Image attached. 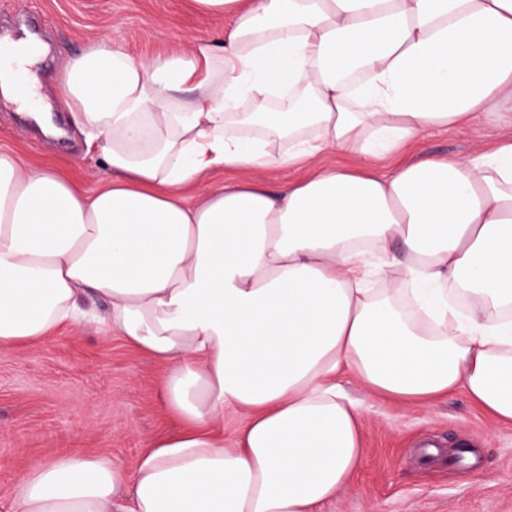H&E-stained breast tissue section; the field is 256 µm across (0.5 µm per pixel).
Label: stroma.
Listing matches in <instances>:
<instances>
[{
    "label": "stroma",
    "instance_id": "1",
    "mask_svg": "<svg viewBox=\"0 0 512 512\" xmlns=\"http://www.w3.org/2000/svg\"><path fill=\"white\" fill-rule=\"evenodd\" d=\"M36 24L47 52L30 71L68 132L53 140L15 104L0 99V148L47 165L92 190L109 177L71 121L59 79L66 62L94 39L118 35L149 60L219 38L221 21L184 0H0V31ZM512 140V112L479 134L419 136L381 160L392 170L423 156L469 155ZM164 368L119 336L79 322L44 341L0 353V500L18 477L51 457L106 456L134 467L147 445L175 435L162 405ZM342 387L363 411L366 459L323 512H512V423L483 412L462 390L423 404L382 399L355 378Z\"/></svg>",
    "mask_w": 512,
    "mask_h": 512
}]
</instances>
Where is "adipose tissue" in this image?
Segmentation results:
<instances>
[{"mask_svg": "<svg viewBox=\"0 0 512 512\" xmlns=\"http://www.w3.org/2000/svg\"><path fill=\"white\" fill-rule=\"evenodd\" d=\"M192 2L222 38L146 61L106 36L65 68L101 187L0 151V351L105 298L106 331L166 363L185 428L130 470L50 459L0 512H319L365 458L347 375L406 403L462 389L512 421V143L375 166L512 106V0ZM301 162L280 191L244 176Z\"/></svg>", "mask_w": 512, "mask_h": 512, "instance_id": "obj_1", "label": "adipose tissue"}]
</instances>
